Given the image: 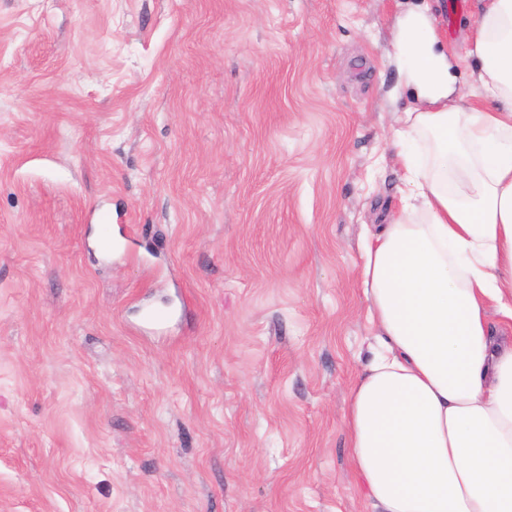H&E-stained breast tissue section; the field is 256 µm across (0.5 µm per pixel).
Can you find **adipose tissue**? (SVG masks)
I'll return each instance as SVG.
<instances>
[{
    "mask_svg": "<svg viewBox=\"0 0 512 512\" xmlns=\"http://www.w3.org/2000/svg\"><path fill=\"white\" fill-rule=\"evenodd\" d=\"M430 0L398 17L400 208L366 230L378 347L350 388V464L374 512H512V0H477L481 101Z\"/></svg>",
    "mask_w": 512,
    "mask_h": 512,
    "instance_id": "ef3b65f1",
    "label": "adipose tissue"
}]
</instances>
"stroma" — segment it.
<instances>
[{
  "label": "stroma",
  "instance_id": "stroma-1",
  "mask_svg": "<svg viewBox=\"0 0 512 512\" xmlns=\"http://www.w3.org/2000/svg\"><path fill=\"white\" fill-rule=\"evenodd\" d=\"M415 2L0 0V512H372L344 417Z\"/></svg>",
  "mask_w": 512,
  "mask_h": 512
}]
</instances>
